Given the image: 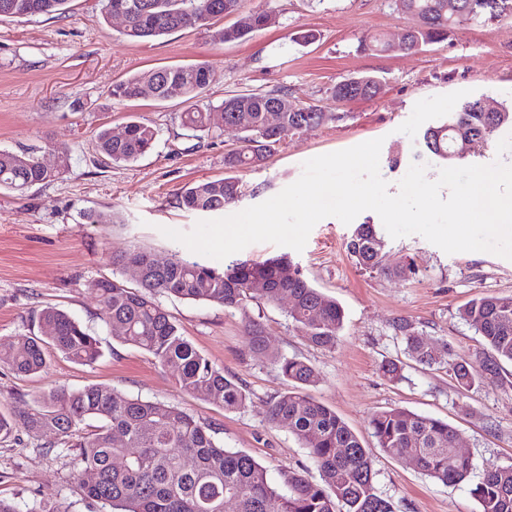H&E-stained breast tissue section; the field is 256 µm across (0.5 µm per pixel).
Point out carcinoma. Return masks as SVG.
<instances>
[{"label":"carcinoma","instance_id":"1","mask_svg":"<svg viewBox=\"0 0 512 512\" xmlns=\"http://www.w3.org/2000/svg\"><path fill=\"white\" fill-rule=\"evenodd\" d=\"M68 0H0V18L39 14H62ZM108 18L116 10H131L124 35L134 41L160 38L172 32L207 26L212 20L240 13L242 0H101ZM394 9L421 21L409 28L398 46L372 35L361 40L363 52L409 51L441 42L456 27L468 22L512 19V0H392ZM275 17L255 10L215 39L232 42L262 30ZM204 65L160 67L140 72L112 84L108 97L118 102L137 100L144 89H154V98L168 99L171 87L180 90L189 106L180 113L181 126L192 133L217 127L215 119L235 126L240 145L224 153V168L231 176L205 180L185 188L179 205L194 213L224 209L241 193L235 174L261 167L276 154L287 134H296L341 119V114L303 106L282 91L244 92L218 105L201 104L213 82ZM384 78L361 75L350 83H337L336 101H356L378 96ZM285 106L280 124L268 123L271 107ZM512 125V108L492 106L475 98L452 113L450 120L426 131V147L445 159H463L478 147L488 145L503 125ZM158 131L150 123L130 121L124 136L114 137L108 128L97 134L98 151L112 162H134L150 150ZM63 157L62 165L46 170L35 153L0 151V189L23 193L50 183L68 167V151L53 147ZM355 265L376 276L407 278L415 274L413 263L386 265L385 241L372 224H359L346 242ZM119 268L136 267L138 287L129 288L117 279H98L89 284L101 305V321L125 345L146 351L173 369L180 389L200 396L226 411L245 407L249 395L233 376L213 365L181 335L169 312L157 302L161 294L215 303L227 309L244 308L248 302L277 304L291 299L288 316L309 343L333 349L339 340L344 310L312 286L300 271L284 278V256L263 261L240 260L222 269L206 266L179 255L163 265L151 252L135 248L115 259ZM269 284L265 293L252 292L254 281ZM459 316L475 329L485 346L478 364L448 359V344L435 346L404 322L407 352L421 364H446L458 385L501 386L502 364L512 363V296L481 295L459 310ZM39 326L52 334L24 336L0 347V365L31 375L46 371L55 353L91 365L101 356L98 338L65 311L46 306L38 313ZM254 352L270 358L289 388L270 404L269 419L288 425V431L309 449L321 476L310 481L297 470L280 473V482L269 481L267 470L252 456L225 448L214 432L184 409L169 403L147 401L92 385L77 390L53 388L32 399L20 418L0 412V441L22 431L40 441L43 448L76 449V472L85 498L112 512H224L225 500L236 502L238 512H393L390 502L374 485V469L359 437L335 411L316 401L307 387L317 374L308 362L268 352L260 326L252 329ZM95 429L76 435L85 421ZM369 426L380 447L393 457H412L431 479L444 485L464 482L472 462L458 457L448 466L457 433L448 422L419 415L405 408H390L372 414ZM123 463L117 467L114 460ZM480 512H512V464L486 472L470 489Z\"/></svg>","mask_w":512,"mask_h":512}]
</instances>
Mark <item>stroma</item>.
Instances as JSON below:
<instances>
[{"instance_id":"stroma-1","label":"stroma","mask_w":512,"mask_h":512,"mask_svg":"<svg viewBox=\"0 0 512 512\" xmlns=\"http://www.w3.org/2000/svg\"><path fill=\"white\" fill-rule=\"evenodd\" d=\"M243 5L271 11L276 22L232 43L215 40L222 27L218 21L132 41L124 36L121 19H103L98 0H69L61 15L0 19V150L41 155L55 145L70 154L59 179L23 194L0 190V343L36 333L39 310L53 305L94 330L102 349L90 366L56 354L37 375L0 367V411H26L33 396L50 387L102 385L180 406L209 424L226 448L246 452L266 467L271 481L295 469L320 482L307 448L286 425L268 417L270 404L288 385L273 364L253 352L249 325L255 322L272 351L315 368L318 379L310 395L360 437L373 462L375 487L393 512H479L470 482L512 463V365L504 367L507 387L462 388L445 366L406 357L396 325L405 321L429 343L447 342L452 356L478 358L481 338L458 311L481 294L512 295V260L488 252L448 254L410 235L388 239L386 262L414 261L416 275L373 276L346 251L354 224L333 217L315 225L303 251L249 245L238 259L288 256L315 288L341 304L345 319L336 347L325 350L304 340L283 303L241 310L159 296L182 335L249 393L248 406L232 412L181 391L171 369L152 354L121 344L99 319L90 282L118 277L135 287L132 273H119L112 264L113 255L135 245L163 260L184 252V245L163 231H191L200 217L180 208L178 197L189 185L223 178L224 153L240 137L225 127L198 137L184 130L180 114L187 104L180 97L109 100L119 79L202 64L214 75L206 101L282 90L300 103L341 113V121L285 136L280 152L261 168L241 173L242 195L225 207L228 216L294 183L306 160L377 138L383 141L380 174L389 193H397L414 162L426 165L427 178L436 179L446 162L426 147V130L479 96L493 104L512 103V19L466 23L447 40L413 51L367 54L357 50L363 37L379 34L394 42L413 24L390 0H243ZM363 74L382 76V93L336 102V83ZM132 120L156 127L155 146L132 163L104 160L96 147L98 129L118 132ZM89 211L101 215V222L86 220ZM396 359L405 363L398 381L384 372ZM390 407L448 421L472 461L469 482L443 485L423 475L415 461L380 448L369 420ZM72 458V451L40 447L24 434L0 441V496L23 505L44 500L56 512H99V505L84 500Z\"/></svg>"}]
</instances>
